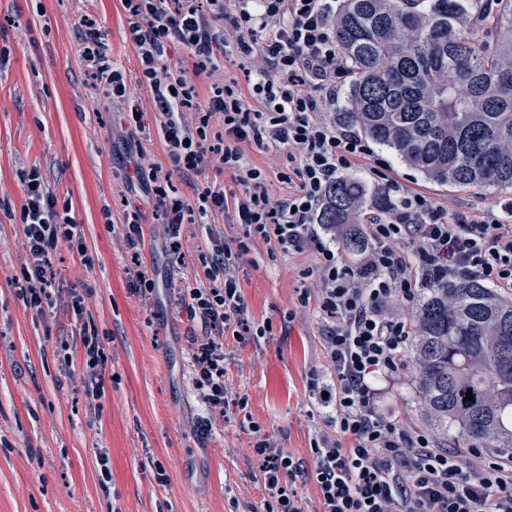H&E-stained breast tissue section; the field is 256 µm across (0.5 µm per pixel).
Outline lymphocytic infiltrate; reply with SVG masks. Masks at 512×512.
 I'll return each mask as SVG.
<instances>
[{
  "instance_id": "lymphocytic-infiltrate-1",
  "label": "lymphocytic infiltrate",
  "mask_w": 512,
  "mask_h": 512,
  "mask_svg": "<svg viewBox=\"0 0 512 512\" xmlns=\"http://www.w3.org/2000/svg\"><path fill=\"white\" fill-rule=\"evenodd\" d=\"M128 36L150 88L156 120L171 167L198 173L207 157L218 158L242 188L227 197L209 186L197 204L168 198L160 171L152 192L164 200V236L180 244L181 227L220 212L239 225L235 247L213 243L204 257V281L181 279L174 300L188 321L207 326L187 338L192 380L207 415L198 432L208 435L214 418L245 414L247 397L229 398L224 383V337L266 335L245 316L234 262L255 238L282 250L316 249L312 274L319 283L318 308L324 364L310 377L327 427L313 439L312 468L256 436L266 497L263 512H304L297 480L313 478L320 512H512V450L482 461L436 447L425 431H411L381 411V385L405 364L411 328L406 307L434 279L477 277L512 289V223L486 212L447 213L427 197L389 178L392 207L368 218V242L358 264L336 244V231L319 224L326 191L367 156L370 148L336 121L339 91L348 67L334 37L336 0H124ZM191 53L197 73L214 74L234 57L249 82L255 108H245L236 82H215L198 102L192 81L169 62L173 45ZM82 56L113 98H126L121 70L112 68L96 31H88ZM195 113L187 125L184 113ZM261 150L284 149L295 166L287 198L273 199L265 173L249 165L240 143ZM20 220L29 259L23 269L26 303L39 311L55 290L51 253L60 242L81 247L76 224L57 221V196L37 170L25 174Z\"/></svg>"
}]
</instances>
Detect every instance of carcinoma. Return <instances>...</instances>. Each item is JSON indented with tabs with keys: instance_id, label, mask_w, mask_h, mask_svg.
I'll return each instance as SVG.
<instances>
[{
	"instance_id": "carcinoma-1",
	"label": "carcinoma",
	"mask_w": 512,
	"mask_h": 512,
	"mask_svg": "<svg viewBox=\"0 0 512 512\" xmlns=\"http://www.w3.org/2000/svg\"><path fill=\"white\" fill-rule=\"evenodd\" d=\"M334 35L351 76L340 123L434 182L512 189V0H344ZM368 208L389 203L344 177L320 223L345 225L343 249L359 254L354 218ZM410 319L421 419L466 446L512 449V298L443 280Z\"/></svg>"
}]
</instances>
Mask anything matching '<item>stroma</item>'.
<instances>
[{
    "mask_svg": "<svg viewBox=\"0 0 512 512\" xmlns=\"http://www.w3.org/2000/svg\"><path fill=\"white\" fill-rule=\"evenodd\" d=\"M126 16L122 0H0V48L10 52L0 69V512H261L265 491L252 432L217 421L207 438L197 435L206 411L192 384L186 338L204 329L187 320L171 292L183 274L201 271L209 232L223 234L231 247L240 228L217 213L208 223L183 225L179 250L165 245V208L141 192L135 169H168L167 150L151 92L137 82ZM87 19L127 78V100H112L82 57ZM134 108L143 112L148 134L140 159L131 155L132 135L119 119ZM371 149L348 172L368 191L381 187L370 169L382 159L392 178L446 211L512 209V190L435 183L392 149ZM243 151L267 174L272 198L287 197V150ZM33 169L65 202L60 219L81 224L86 247L81 255L62 242L52 253L56 292L41 314L22 295L28 249L21 176ZM212 184L238 189L233 174L210 160L190 178L171 172L167 193L193 203ZM130 201L144 230L140 265L156 282L147 299L133 291L129 274L123 223ZM316 261L314 250L288 253L255 239L235 274L247 318L273 330L224 342L230 395L247 396L271 447L304 460L326 427L307 389L324 362V319L315 301L301 299L317 288L309 275ZM76 293L86 300L80 316L71 306ZM87 320L106 355L100 394L84 374L80 328ZM381 404L408 427L422 428L409 373L385 385ZM104 455L112 473L105 484Z\"/></svg>",
    "mask_w": 512,
    "mask_h": 512,
    "instance_id": "obj_1",
    "label": "stroma"
}]
</instances>
